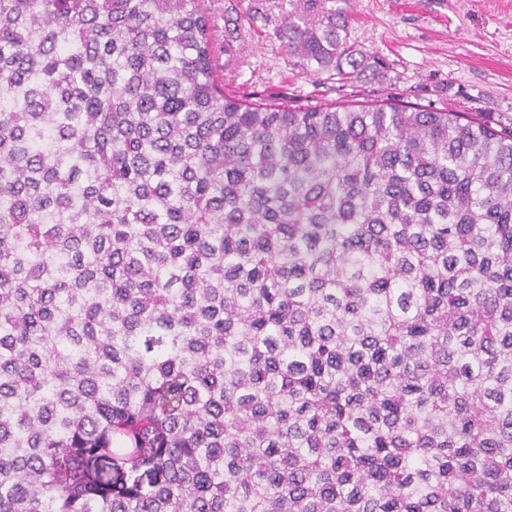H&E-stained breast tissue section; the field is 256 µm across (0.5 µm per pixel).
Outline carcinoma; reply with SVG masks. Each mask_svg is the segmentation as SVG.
Masks as SVG:
<instances>
[{"label":"carcinoma","mask_w":512,"mask_h":512,"mask_svg":"<svg viewBox=\"0 0 512 512\" xmlns=\"http://www.w3.org/2000/svg\"><path fill=\"white\" fill-rule=\"evenodd\" d=\"M337 2L281 51L350 79ZM215 49L207 0H0V512H512V127Z\"/></svg>","instance_id":"obj_1"}]
</instances>
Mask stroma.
Listing matches in <instances>:
<instances>
[{
  "label": "stroma",
  "instance_id": "obj_1",
  "mask_svg": "<svg viewBox=\"0 0 512 512\" xmlns=\"http://www.w3.org/2000/svg\"><path fill=\"white\" fill-rule=\"evenodd\" d=\"M304 0H212L218 74L226 93L339 105L386 97L424 108L480 112L512 123V0H349L348 42L380 58L354 81L294 66L276 33ZM247 36L226 37L225 15Z\"/></svg>",
  "mask_w": 512,
  "mask_h": 512
}]
</instances>
